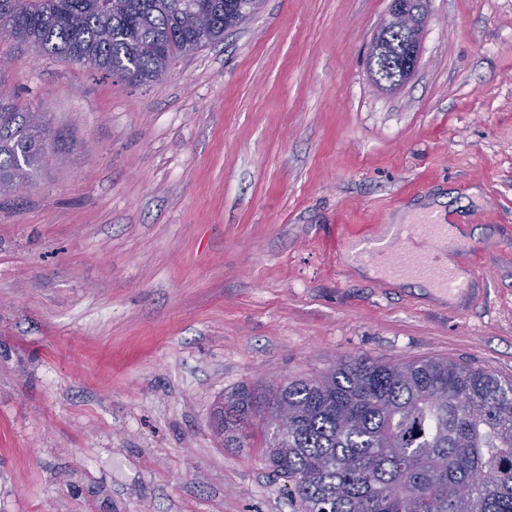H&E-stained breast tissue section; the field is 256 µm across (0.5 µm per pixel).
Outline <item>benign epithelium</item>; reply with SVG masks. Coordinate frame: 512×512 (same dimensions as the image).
Here are the masks:
<instances>
[{
  "label": "benign epithelium",
  "mask_w": 512,
  "mask_h": 512,
  "mask_svg": "<svg viewBox=\"0 0 512 512\" xmlns=\"http://www.w3.org/2000/svg\"><path fill=\"white\" fill-rule=\"evenodd\" d=\"M427 21L423 10L409 11L399 4L389 7L370 47L376 87L394 90L411 78L422 59V33Z\"/></svg>",
  "instance_id": "7a95c632"
}]
</instances>
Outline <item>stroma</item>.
Instances as JSON below:
<instances>
[{
    "mask_svg": "<svg viewBox=\"0 0 512 512\" xmlns=\"http://www.w3.org/2000/svg\"><path fill=\"white\" fill-rule=\"evenodd\" d=\"M388 8L265 0L142 86L0 39L59 134L0 197V512H296L225 396L357 356L512 379V0H429L381 91ZM441 197L466 297L342 260ZM393 1H390L387 16L373 36L369 54L375 87L382 90L398 88L416 71L422 59V33L428 21L425 11H408L399 4L391 6ZM383 40L392 46L399 44L405 48V58L400 67L385 70L381 65Z\"/></svg>",
    "mask_w": 512,
    "mask_h": 512,
    "instance_id": "1",
    "label": "stroma"
}]
</instances>
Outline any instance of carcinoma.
Returning <instances> with one entry per match:
<instances>
[{
  "instance_id": "carcinoma-1",
  "label": "carcinoma",
  "mask_w": 512,
  "mask_h": 512,
  "mask_svg": "<svg viewBox=\"0 0 512 512\" xmlns=\"http://www.w3.org/2000/svg\"><path fill=\"white\" fill-rule=\"evenodd\" d=\"M263 0H0V36L111 79H164ZM211 23L198 33L191 18ZM55 136L43 112L0 92V196L28 183ZM264 414L265 459L298 512H512V380L446 359L343 360L316 378L218 406L224 446Z\"/></svg>"
}]
</instances>
